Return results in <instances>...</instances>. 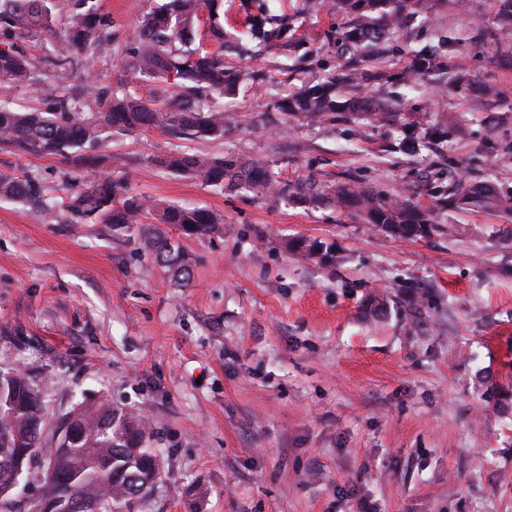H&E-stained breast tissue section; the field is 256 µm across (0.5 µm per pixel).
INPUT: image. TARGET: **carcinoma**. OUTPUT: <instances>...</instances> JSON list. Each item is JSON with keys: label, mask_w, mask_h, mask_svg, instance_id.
I'll list each match as a JSON object with an SVG mask.
<instances>
[{"label": "carcinoma", "mask_w": 512, "mask_h": 512, "mask_svg": "<svg viewBox=\"0 0 512 512\" xmlns=\"http://www.w3.org/2000/svg\"><path fill=\"white\" fill-rule=\"evenodd\" d=\"M98 0H0V88L23 87L41 100L45 108L21 110L0 100V144L31 155L81 156L102 146L116 132L158 129L174 136L224 134V127L238 117L224 114L216 101L233 96L252 75L224 65V43L215 49L195 43L200 27L211 36L224 38L221 0H165L144 17L133 35L131 66L144 78H161L180 92L162 101L154 92L137 96L98 77L72 83L74 73L93 55L112 43L110 19L99 11ZM438 0H331V9L350 18L343 44L377 43L396 31L409 11L432 14ZM504 28L501 46H512V0H499ZM55 16L66 26L50 55L31 57L25 43L50 29ZM241 40L264 51L290 47L311 40V32L297 33L292 22L274 14L268 0L257 14L249 12L242 28L229 36V46ZM379 56L373 51L351 68L341 81L316 82L305 87L277 108L291 116L320 122L333 112L362 113L379 120L386 107L366 104L360 98L343 99L342 90L354 88L364 77L365 64ZM441 54L420 50L414 64L420 72L440 67ZM155 163L178 175L191 176L218 190L248 188L270 204L288 197L312 206L329 199L350 216L373 224L397 238L424 237L432 228V210L404 193L378 195L355 182L337 186L312 178L279 184L271 166L262 159L239 164L185 152L174 153ZM26 204L45 220L56 222L61 212L33 174L0 176V200ZM448 206L512 211V195L488 187L470 189L458 183L448 190ZM65 211L73 220L96 217L112 230L142 223L151 216L160 224L180 227L192 235L211 232L221 220L209 212L187 205L167 204L132 193L128 183L110 174L96 176L79 195L70 198ZM155 258L180 284L189 281L187 261L179 244L164 231L148 240ZM69 433L51 445L44 440L45 404L42 390L27 374L0 372V512H12V493L4 481L21 467H31L37 457L51 463L58 474L53 488L57 496L79 495L102 503L101 512H132L135 492L152 476L160 479L157 458L145 448V422L107 399L93 406L77 405L66 417Z\"/></svg>", "instance_id": "cac0c4a2"}]
</instances>
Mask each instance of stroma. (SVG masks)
<instances>
[{
  "label": "stroma",
  "instance_id": "1",
  "mask_svg": "<svg viewBox=\"0 0 512 512\" xmlns=\"http://www.w3.org/2000/svg\"><path fill=\"white\" fill-rule=\"evenodd\" d=\"M160 2L98 0L114 42L93 74L140 90L129 41ZM280 7L318 37L227 54L262 74L264 94L247 82L226 100L245 118L223 136L117 134L76 178L72 156L0 145V174L32 172L56 202L106 170L222 220L205 235L170 229L191 265L180 287L147 245L154 225L46 224L0 201V370L46 383V437L103 398L148 422L162 479L134 512H512V212L439 204L452 179L512 191V50L494 39L497 0L409 15L380 59L387 83L362 88L394 114L364 121L358 139L348 115L276 109L346 55L325 37L344 15L316 0ZM445 41L441 68L409 73L413 51ZM173 152L263 158L284 182L407 191L434 226L397 239L329 201L272 208L148 166ZM300 240L311 252L294 250Z\"/></svg>",
  "mask_w": 512,
  "mask_h": 512
}]
</instances>
